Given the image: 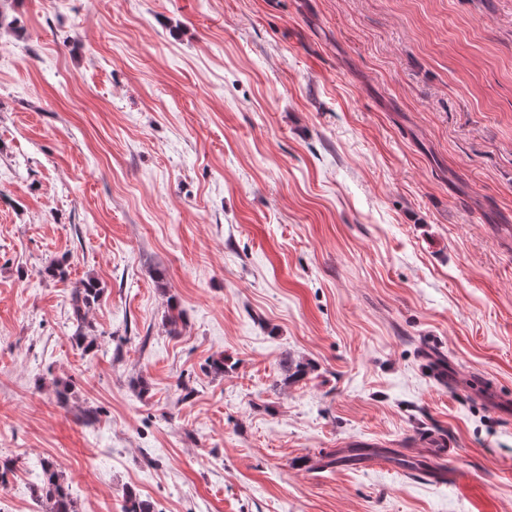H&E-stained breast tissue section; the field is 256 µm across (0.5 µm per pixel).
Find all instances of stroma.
I'll return each mask as SVG.
<instances>
[{"instance_id": "obj_1", "label": "stroma", "mask_w": 512, "mask_h": 512, "mask_svg": "<svg viewBox=\"0 0 512 512\" xmlns=\"http://www.w3.org/2000/svg\"><path fill=\"white\" fill-rule=\"evenodd\" d=\"M5 8L0 512H512V0ZM102 294V288L100 283L94 277H88L80 282L77 288H74L72 292V309H73V320L76 322V328L72 338L77 344L90 351L95 347V340H88V335L85 332V312L88 308L94 304L100 295ZM35 499L44 512H77L64 487V475L53 462H44L41 474L33 485Z\"/></svg>"}]
</instances>
